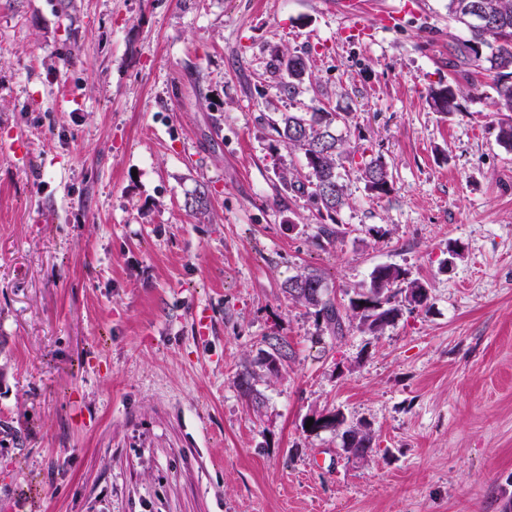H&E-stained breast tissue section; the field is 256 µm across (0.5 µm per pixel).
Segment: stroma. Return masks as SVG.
Listing matches in <instances>:
<instances>
[{
  "label": "stroma",
  "instance_id": "obj_1",
  "mask_svg": "<svg viewBox=\"0 0 512 512\" xmlns=\"http://www.w3.org/2000/svg\"><path fill=\"white\" fill-rule=\"evenodd\" d=\"M407 1L352 42L341 0H0V512H512V151L448 0L369 9ZM281 52L309 66L291 95ZM319 105L349 115L323 246L268 127ZM383 264L429 298L377 336L285 292L313 270L340 302ZM337 410L366 457L307 428ZM457 90L453 84L448 83V86L431 90L429 98L431 104L436 111L439 112H456L459 110L457 103ZM365 151H362V174L366 181L367 186L379 193L389 192V184L391 174L387 168L385 162L380 156L370 157L369 159L364 158ZM266 343H268L269 348L265 351V358L261 362V365L264 366L270 374L277 375L279 368L272 371L269 366L276 363L281 366L283 362L288 359V342L279 336H269L266 338Z\"/></svg>",
  "mask_w": 512,
  "mask_h": 512
}]
</instances>
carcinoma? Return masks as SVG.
Wrapping results in <instances>:
<instances>
[{
	"instance_id": "carcinoma-1",
	"label": "carcinoma",
	"mask_w": 512,
	"mask_h": 512,
	"mask_svg": "<svg viewBox=\"0 0 512 512\" xmlns=\"http://www.w3.org/2000/svg\"><path fill=\"white\" fill-rule=\"evenodd\" d=\"M479 7L489 18L484 25L465 22L473 7ZM448 19L462 25L466 34L456 42L465 69L471 77L472 66L490 79L488 87L493 93L491 105L498 116L497 141L512 150V0H448ZM283 90L293 93L296 86L309 76L307 60L297 54H283L276 58ZM433 108L438 112H456L457 90L448 85L429 93ZM349 121L346 112H329L314 107L304 114L281 112L270 120L269 126L280 141L301 151L308 176L299 172L281 176L284 190L291 193H308L319 203V238L333 242L339 234L338 216L347 204L346 192L336 173V157L344 152V143L335 133L336 123ZM362 174L367 186L379 193L389 192L391 174L381 157L362 159ZM408 288H424L419 279H410L407 273L394 265H380L370 273L369 283L362 288L345 292L348 305L343 306L323 293L321 277L313 272H301L288 282L286 292L295 303L313 306L334 333L344 329V318L358 320L360 327L374 335L398 318L400 309L391 299L400 293L401 283ZM269 348L261 362L264 367L283 364L288 359V342L278 336L266 338ZM351 429L342 432L344 450L351 448L366 454L371 448L372 432L358 440L350 439Z\"/></svg>"
}]
</instances>
